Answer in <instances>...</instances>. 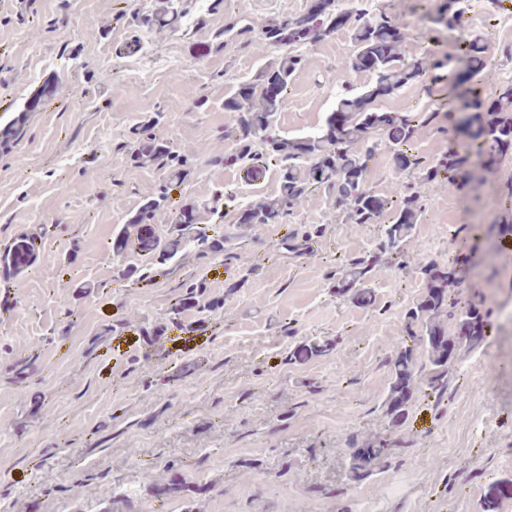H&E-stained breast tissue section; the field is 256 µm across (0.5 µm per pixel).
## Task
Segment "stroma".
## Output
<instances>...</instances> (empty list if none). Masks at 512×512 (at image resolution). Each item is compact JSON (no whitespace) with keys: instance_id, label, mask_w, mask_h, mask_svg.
<instances>
[{"instance_id":"35a3bbf8","label":"stroma","mask_w":512,"mask_h":512,"mask_svg":"<svg viewBox=\"0 0 512 512\" xmlns=\"http://www.w3.org/2000/svg\"><path fill=\"white\" fill-rule=\"evenodd\" d=\"M400 21L411 57L438 58L448 37L426 11L440 0H374ZM309 0H172L173 28L152 23L156 0H0V255L29 235L42 252L0 275V512H512V237L487 251L496 191L512 174L474 169L467 185L422 186L424 212L402 262L377 268L364 307L329 276L372 251L381 224H348L319 193L284 224L244 230L224 252L159 264L136 244L112 250L166 177L131 157L133 129L159 116L158 138L187 159L152 226L200 204L221 239L234 221L215 207L276 194L270 169L247 180L216 160L232 124L224 100L281 52L262 28ZM246 16L248 41L225 40ZM482 35L497 84L512 59V0H476L455 35ZM305 66L278 117L283 135L321 126L351 51L337 31L300 48ZM62 93L15 119L48 75ZM322 224L302 258L281 243ZM485 253L465 291L492 311L478 348L459 346L443 392L418 383L387 462L353 479L350 454L390 436L388 362L409 345L404 316L422 296L419 270ZM205 281L200 307L170 318L183 282ZM328 341L324 356L289 352Z\"/></svg>"}]
</instances>
